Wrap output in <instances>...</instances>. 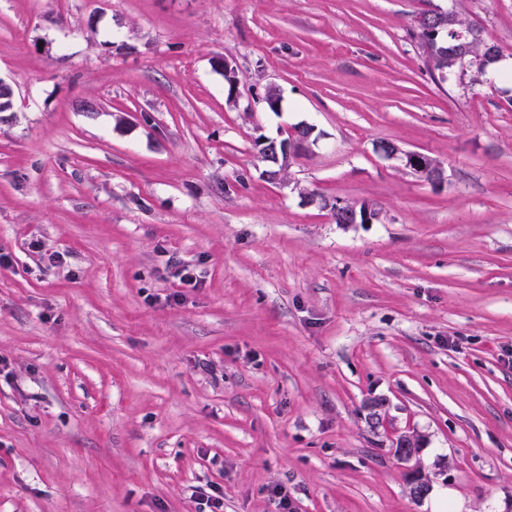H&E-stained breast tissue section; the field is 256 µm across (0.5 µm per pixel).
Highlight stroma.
I'll return each instance as SVG.
<instances>
[{
    "label": "stroma",
    "instance_id": "stroma-1",
    "mask_svg": "<svg viewBox=\"0 0 512 512\" xmlns=\"http://www.w3.org/2000/svg\"><path fill=\"white\" fill-rule=\"evenodd\" d=\"M435 5L512 60V0H0V512H512V80H434ZM312 131L311 127H295L292 132L287 134V137L280 140L260 137L255 141V147L259 155L266 158L272 155V149L281 145L287 160L292 163L305 142L310 138ZM379 152L384 158L400 160L407 168L426 176L429 181H436L443 177L442 166L429 156L406 151L392 142L385 144L382 148L379 147ZM346 205L336 200L335 209L332 211L333 216L341 219L342 224H370L377 219V211L372 206L363 204L359 208L357 206ZM190 498L195 503V512H223L224 493L222 489L214 484L207 488L194 487Z\"/></svg>",
    "mask_w": 512,
    "mask_h": 512
}]
</instances>
